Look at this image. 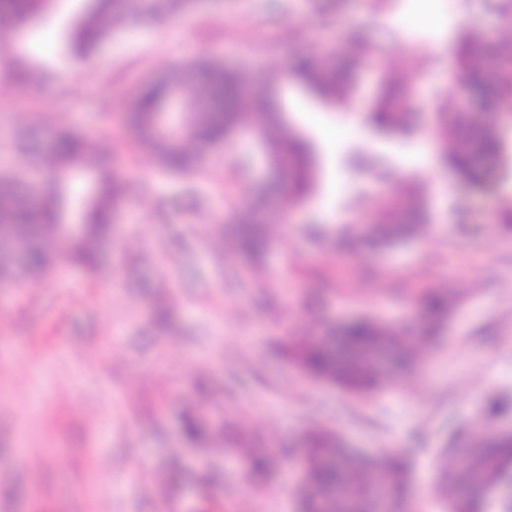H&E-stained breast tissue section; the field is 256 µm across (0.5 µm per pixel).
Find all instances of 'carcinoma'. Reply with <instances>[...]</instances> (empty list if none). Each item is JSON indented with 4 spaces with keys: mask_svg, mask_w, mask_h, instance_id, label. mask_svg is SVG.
Returning a JSON list of instances; mask_svg holds the SVG:
<instances>
[{
    "mask_svg": "<svg viewBox=\"0 0 512 512\" xmlns=\"http://www.w3.org/2000/svg\"><path fill=\"white\" fill-rule=\"evenodd\" d=\"M50 0H0V45L9 47L23 23L41 16ZM129 0H92L68 33L69 54L91 65L98 45L119 33L129 15ZM136 15L146 21L160 16L189 12L195 0H135ZM294 81L306 85L327 101L336 100L350 81L351 68L336 63V54L325 53L320 62L299 57L291 66ZM290 89L288 80L279 82L267 94L249 91L244 74L214 59L189 61L184 66L158 75L135 99V125L146 152L166 172L195 170L201 156L193 144L222 145L225 136L241 125H251L262 134L271 161L289 167L293 174L291 197L307 200L315 186L314 163L305 138L284 125L282 113ZM181 95L186 111L198 120L181 137L158 133L160 112L173 92ZM400 94L385 93L377 119L385 125L405 130L412 125L413 113L396 107ZM443 165L457 170L472 183L481 175L471 169L469 158L480 155L488 160L501 158V138L493 130L476 127L472 137L462 135L440 146ZM46 165L55 177L38 191L24 178L0 171V278L17 273L37 278L51 271L63 259L86 269L98 270L102 246L112 240V220L123 205L129 183L112 169V156L98 144L69 130L55 133ZM90 173L96 191L87 196L77 188L82 175ZM271 196L256 193L252 210L242 218L237 231V249L248 262L257 261L272 245L263 224ZM80 211L81 229L72 231L67 222L70 211ZM427 216L414 204L390 201L380 224H343L337 236L343 240L361 239L380 249L418 238ZM420 307L433 318L429 332H437L453 301L436 291L419 299ZM323 336L339 341L346 355L337 358L326 344L313 336L290 340L287 353L309 377L331 382L359 397L384 389L390 376L372 360L384 349L405 362L412 350L389 325L371 317L348 322H330ZM250 475L257 479L268 460L255 454L242 441L235 449ZM512 475V440L499 442L457 458L440 451L439 473L433 500L440 512H512V500L494 504L466 496L474 488L497 486ZM303 484L305 512H373L375 495L384 491L392 502L402 498L409 484L408 467L402 459L382 454L354 457L344 451V441L335 432L313 427L305 439Z\"/></svg>",
    "mask_w": 512,
    "mask_h": 512,
    "instance_id": "cac0c4a2",
    "label": "carcinoma"
}]
</instances>
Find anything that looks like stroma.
<instances>
[{
    "mask_svg": "<svg viewBox=\"0 0 512 512\" xmlns=\"http://www.w3.org/2000/svg\"><path fill=\"white\" fill-rule=\"evenodd\" d=\"M83 0H53L0 51V165L21 166L13 145L40 158L68 128L105 143L135 193L113 219L101 255L109 280L59 263L33 279H0V512H195L206 477L217 512H297L302 439L322 425L372 453L398 451L410 467L408 512H423L437 453L459 430L482 434L483 404L512 403V179L475 190L432 161L438 114L472 62L512 61V0H200L191 12L131 21L94 65L68 56L62 33ZM371 47L343 98L295 86L285 120L318 154L303 204L279 195L265 223L274 243L245 265L232 232L265 165L241 129L234 148L204 147V167L163 173L134 130L133 99L159 71L218 58L251 86L286 74L294 56ZM26 60L35 78H18ZM418 91L425 122L411 138H370L359 111L390 81ZM339 130L338 140L323 130ZM362 167L348 165L352 153ZM416 199L431 221L412 243L344 249L311 236L307 220L375 224L390 197ZM454 296L437 342L395 388L361 398L305 377L281 347L327 321L370 316L421 336L411 294ZM167 306L166 328L155 305ZM224 435L204 450L182 439L183 414ZM272 460L260 482L231 455L241 434ZM184 484L166 493L171 472Z\"/></svg>",
    "mask_w": 512,
    "mask_h": 512,
    "instance_id": "obj_1",
    "label": "stroma"
}]
</instances>
